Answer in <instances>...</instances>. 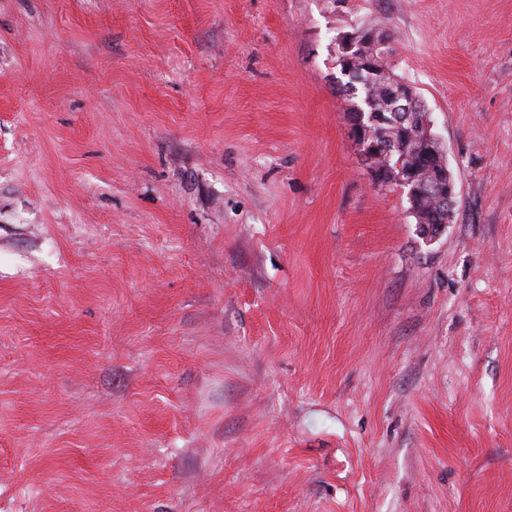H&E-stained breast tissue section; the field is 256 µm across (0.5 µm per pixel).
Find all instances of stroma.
Here are the masks:
<instances>
[{"label":"stroma","instance_id":"stroma-1","mask_svg":"<svg viewBox=\"0 0 512 512\" xmlns=\"http://www.w3.org/2000/svg\"><path fill=\"white\" fill-rule=\"evenodd\" d=\"M361 26L456 181L429 243ZM0 512H512V0H0ZM376 54L374 45L371 42H366L361 46L360 49V56L356 57L354 60L351 61L350 67L353 71L355 77L360 78H353V73L351 72L349 67H345L342 70V74L344 76H350L351 83L347 85V89L349 90V94L352 98H355L357 101H360L362 99L363 93H362V85H364V79L361 77L366 76L367 71L364 68V60L370 59L371 57ZM340 90L343 92V95H345L346 99L349 101V97L347 95L348 90H344L342 87ZM389 58V56H388ZM388 58H379L378 72L373 73V80L366 83L365 94L371 99L375 109L363 108L358 103L354 102L350 106V132L353 141L359 148L360 158L362 162L369 168V170L377 175L378 179L384 181L385 169L378 165V150L377 145L371 140V134L374 130L380 127L391 125L394 120L393 112H397L401 108L407 107L406 102H411V98H416L415 90L411 86L407 87V83L402 82L399 86H392L393 83L400 81L388 65ZM389 91V102L387 101V90ZM418 104L410 106L409 114L411 117L412 112H415ZM386 109V110H385ZM409 119L402 124H395L392 127H383L380 130L374 131V139L377 142L388 143L390 151L380 160V164H384L388 155H390L389 162L394 166L397 162L401 163L393 172V183L403 190L407 197H413L419 193L420 188L414 182L413 176L408 169L416 168L417 177L420 181H429L433 177V171L425 167L418 166V153L413 149L414 145L419 146L418 139L424 135L416 127H409ZM374 175V173H373Z\"/></svg>","mask_w":512,"mask_h":512}]
</instances>
